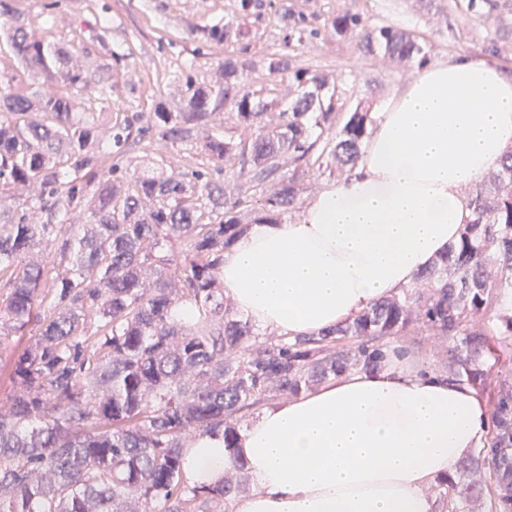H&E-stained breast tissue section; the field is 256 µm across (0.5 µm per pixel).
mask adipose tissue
Masks as SVG:
<instances>
[{"mask_svg": "<svg viewBox=\"0 0 512 512\" xmlns=\"http://www.w3.org/2000/svg\"><path fill=\"white\" fill-rule=\"evenodd\" d=\"M512 148V72L453 55L396 89L343 183L303 217L253 224L224 252L218 278L257 328L311 337L351 322L413 284L456 244L472 211L465 187ZM395 347L373 370L271 401L233 448L185 451L190 483L234 463L252 486L234 512H442L431 488L484 447L489 410L471 385L404 367Z\"/></svg>", "mask_w": 512, "mask_h": 512, "instance_id": "adipose-tissue-1", "label": "adipose tissue"}]
</instances>
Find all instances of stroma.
<instances>
[{
  "instance_id": "obj_1",
  "label": "stroma",
  "mask_w": 512,
  "mask_h": 512,
  "mask_svg": "<svg viewBox=\"0 0 512 512\" xmlns=\"http://www.w3.org/2000/svg\"><path fill=\"white\" fill-rule=\"evenodd\" d=\"M500 2L498 10L478 7L469 23L454 26L450 20L466 11L467 0H434L428 9L418 0H260L249 24L261 38L246 51L237 43L216 50L207 39V25L232 17L237 0H14V5L35 35L71 41L88 73L111 72L110 108L146 115L155 94L172 101L184 95L186 74L201 83L214 80L225 55L244 52L256 59L284 49L305 67L350 86L348 107L367 97L373 111L381 112L409 74L364 55L354 37L322 34L327 20L346 8L360 13L367 26H392L424 40L431 60L466 54L512 71V0ZM297 20L319 35L303 46L285 45L287 24ZM105 26L110 35L102 45L97 36ZM396 340L411 367L439 372L457 344L456 337L427 336L413 327L398 332Z\"/></svg>"
}]
</instances>
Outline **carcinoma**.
Returning a JSON list of instances; mask_svg holds the SVG:
<instances>
[{"mask_svg": "<svg viewBox=\"0 0 512 512\" xmlns=\"http://www.w3.org/2000/svg\"><path fill=\"white\" fill-rule=\"evenodd\" d=\"M256 2L239 0L237 16L209 26L210 41H255ZM0 18V53L14 60L0 67V342L29 337L0 398V512H229L249 490L244 466L191 485L184 448L218 434L232 447L256 409L375 367L380 341L411 325L460 337L448 375L486 386V344L470 323L489 289L512 295V148L464 189L472 219L412 286L317 337L261 334L224 303L217 276L246 229L239 213L274 224L302 208L319 176L348 179L376 122L368 100L343 111L347 89L286 52L226 56L215 83L186 79L181 104L156 99L149 138L134 130L138 114L106 113L104 98L84 93L92 81L105 91L109 73L93 80L72 44L31 37L12 0H0ZM325 32L358 34L368 55L430 60L413 34L369 28L350 9ZM259 68L263 80H249ZM22 71L40 93L7 91ZM170 141L232 174L219 184L166 173L154 151ZM136 146L143 163L129 175ZM17 190L27 191L23 213ZM79 209L88 223H76ZM511 398L502 394L484 449L502 512H512ZM443 484L446 512L478 496L472 483Z\"/></svg>", "mask_w": 512, "mask_h": 512, "instance_id": "1", "label": "carcinoma"}]
</instances>
